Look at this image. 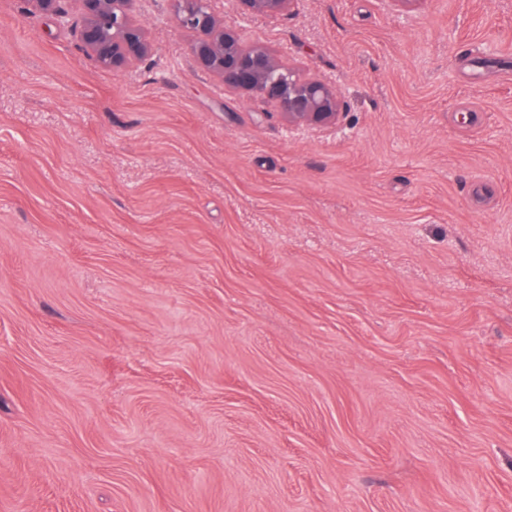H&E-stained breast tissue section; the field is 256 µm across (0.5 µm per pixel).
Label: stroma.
I'll list each match as a JSON object with an SVG mask.
<instances>
[{
	"label": "stroma",
	"instance_id": "1",
	"mask_svg": "<svg viewBox=\"0 0 512 512\" xmlns=\"http://www.w3.org/2000/svg\"><path fill=\"white\" fill-rule=\"evenodd\" d=\"M0 0V512H512V0L237 18L289 129Z\"/></svg>",
	"mask_w": 512,
	"mask_h": 512
}]
</instances>
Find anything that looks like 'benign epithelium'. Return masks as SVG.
Instances as JSON below:
<instances>
[{"instance_id":"benign-epithelium-1","label":"benign epithelium","mask_w":512,"mask_h":512,"mask_svg":"<svg viewBox=\"0 0 512 512\" xmlns=\"http://www.w3.org/2000/svg\"><path fill=\"white\" fill-rule=\"evenodd\" d=\"M67 24L62 0H32ZM81 48L95 64L114 70L145 60L152 45L132 15L134 0H78ZM242 16H276L291 12L297 0H235ZM177 22L194 33L190 53L202 70L220 77L224 87L247 98H259L277 109L292 129L329 128L343 115L337 87L300 73L259 41H244L233 20L220 16L212 0H178Z\"/></svg>"}]
</instances>
